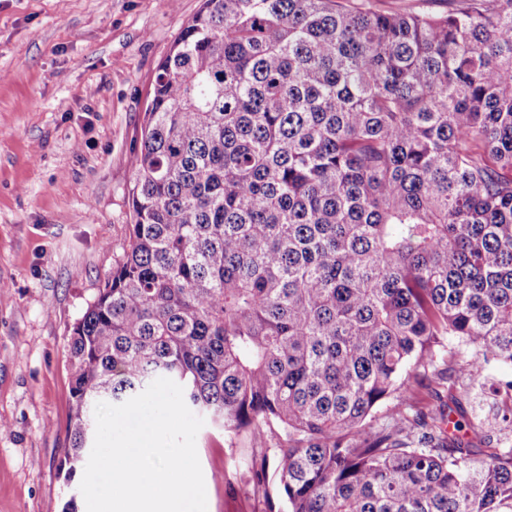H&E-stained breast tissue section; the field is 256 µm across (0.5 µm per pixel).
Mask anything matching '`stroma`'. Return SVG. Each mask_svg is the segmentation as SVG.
I'll list each match as a JSON object with an SVG mask.
<instances>
[{"label": "stroma", "instance_id": "stroma-1", "mask_svg": "<svg viewBox=\"0 0 512 512\" xmlns=\"http://www.w3.org/2000/svg\"><path fill=\"white\" fill-rule=\"evenodd\" d=\"M202 0H0V512L86 504L60 467L71 403L68 341L126 243L130 158L158 65ZM474 375L465 412L483 445L512 443L491 383ZM207 512H288L276 481L253 491L256 447L204 424L196 437ZM223 473L222 482L214 474Z\"/></svg>", "mask_w": 512, "mask_h": 512}]
</instances>
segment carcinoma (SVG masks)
Returning a JSON list of instances; mask_svg holds the SVG:
<instances>
[{"label":"carcinoma","mask_w":512,"mask_h":512,"mask_svg":"<svg viewBox=\"0 0 512 512\" xmlns=\"http://www.w3.org/2000/svg\"><path fill=\"white\" fill-rule=\"evenodd\" d=\"M131 167L68 344V476L96 404L166 377L254 443L277 424L249 482L274 465L289 512H512V445L475 457L453 395L512 363V0H203ZM373 5L374 9L387 11H402L423 9L430 12L441 13L448 11V0H365Z\"/></svg>","instance_id":"carcinoma-1"}]
</instances>
